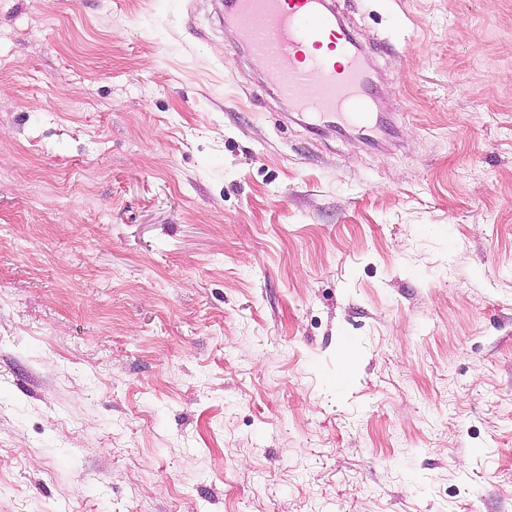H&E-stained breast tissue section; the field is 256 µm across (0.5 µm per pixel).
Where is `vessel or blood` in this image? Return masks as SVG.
I'll list each match as a JSON object with an SVG mask.
<instances>
[{"mask_svg": "<svg viewBox=\"0 0 512 512\" xmlns=\"http://www.w3.org/2000/svg\"><path fill=\"white\" fill-rule=\"evenodd\" d=\"M235 44L262 60L277 94L315 126L382 131L370 53L334 0H224Z\"/></svg>", "mask_w": 512, "mask_h": 512, "instance_id": "vessel-or-blood-1", "label": "vessel or blood"}]
</instances>
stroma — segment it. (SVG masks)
<instances>
[{
    "label": "stroma",
    "instance_id": "stroma-1",
    "mask_svg": "<svg viewBox=\"0 0 512 512\" xmlns=\"http://www.w3.org/2000/svg\"><path fill=\"white\" fill-rule=\"evenodd\" d=\"M347 8L398 146L224 0H0V512H512V0Z\"/></svg>",
    "mask_w": 512,
    "mask_h": 512
}]
</instances>
